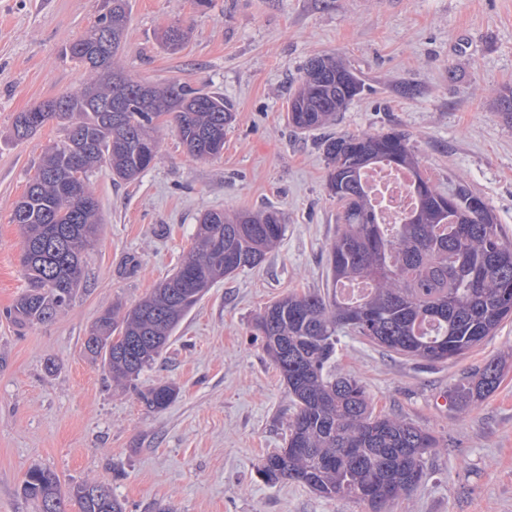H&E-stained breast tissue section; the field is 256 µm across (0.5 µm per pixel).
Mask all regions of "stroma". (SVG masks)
<instances>
[{
	"instance_id": "1",
	"label": "stroma",
	"mask_w": 512,
	"mask_h": 512,
	"mask_svg": "<svg viewBox=\"0 0 512 512\" xmlns=\"http://www.w3.org/2000/svg\"><path fill=\"white\" fill-rule=\"evenodd\" d=\"M103 0H0V512H37L22 493L29 469L66 484L107 486L126 512H366L257 472L283 447L293 413L255 317L294 292L330 293L328 247L337 206L326 189L324 139L405 132L440 187L463 177L512 239V127L494 108L512 86V0H129L119 63L152 85L188 82L227 101L236 119L219 157L187 156L160 130L152 167L131 182L91 177L102 231L84 257V286L53 319L18 327L3 315L25 289L21 234L10 221L53 122L15 140L17 113L81 89L69 46L95 25ZM179 23L177 51L159 40ZM341 58L364 88L336 123L300 134L288 97L307 60ZM279 210L285 233L265 260L213 284L151 369L112 381L83 343L99 314L129 308L188 254L208 210ZM512 346V320L453 363L427 367L343 337L338 368L355 373L376 412L434 432L413 495L392 512H512V370L461 417L448 388ZM179 390L165 410L140 394Z\"/></svg>"
}]
</instances>
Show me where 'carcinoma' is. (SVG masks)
<instances>
[{
    "label": "carcinoma",
    "mask_w": 512,
    "mask_h": 512,
    "mask_svg": "<svg viewBox=\"0 0 512 512\" xmlns=\"http://www.w3.org/2000/svg\"><path fill=\"white\" fill-rule=\"evenodd\" d=\"M127 0H112L95 26L69 49L92 75L81 90L17 113L14 137L26 139L51 120L64 123L63 140L48 148L11 215L23 233L26 289L3 314L24 325L52 319L81 287L82 252L100 233L98 202L89 174L106 169L116 182L148 170L160 148L158 131L169 126L187 154L215 158L235 120L224 98L187 82L153 86L115 67L127 21ZM185 32L165 30L171 51ZM363 89L341 60L318 54L305 64L288 101V124L304 133L323 128ZM512 124V88L495 98ZM326 188L339 206L340 227L328 249L333 295L291 293L256 318L264 349L286 384L294 413L284 447L258 468L268 484L299 483L315 494L356 500L367 512H390L410 497L425 475L426 456L440 446L432 432L399 415L377 414L361 381L336 370V350L352 336L396 355L434 365L457 360L496 335L512 319V241L486 201L463 178L443 191L421 170L400 131H361L322 144ZM87 154L89 168L74 191L63 180L73 156ZM377 164L411 175L416 205L393 224H382L363 179ZM285 232L276 209L228 214L209 210L199 218L194 245L175 272L133 308L105 310L84 349L101 357L112 380L139 377L211 285L259 265ZM237 256L221 265L225 252ZM512 368V347L449 389L454 410L466 416L494 393ZM177 388L160 383L141 393L145 405L167 408ZM39 512H125L112 491L96 482L63 487L59 476L32 468L22 485Z\"/></svg>",
    "instance_id": "carcinoma-1"
}]
</instances>
